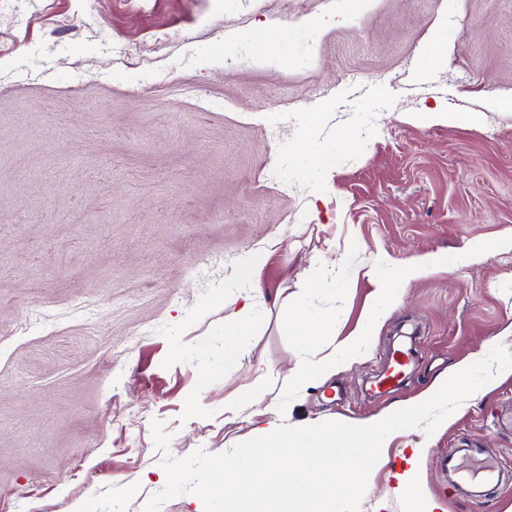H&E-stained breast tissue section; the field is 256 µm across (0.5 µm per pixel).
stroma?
I'll return each instance as SVG.
<instances>
[{"instance_id": "1", "label": "stroma", "mask_w": 512, "mask_h": 512, "mask_svg": "<svg viewBox=\"0 0 512 512\" xmlns=\"http://www.w3.org/2000/svg\"><path fill=\"white\" fill-rule=\"evenodd\" d=\"M511 98L512 0H0V512L21 487L26 512H142L167 480L153 421L174 457L220 454L256 419L365 420L512 352V249L457 260L512 232ZM330 150V177L310 173ZM382 251L449 259L363 356L290 383L338 336L305 347L288 307L321 276L313 311L348 335ZM239 295L251 323L228 344ZM407 334L408 384L371 395ZM231 395L249 406L225 412ZM414 443L419 497L512 512V485L478 510L431 463L469 443L512 465V369L446 429L388 438L359 512H414L387 479Z\"/></svg>"}]
</instances>
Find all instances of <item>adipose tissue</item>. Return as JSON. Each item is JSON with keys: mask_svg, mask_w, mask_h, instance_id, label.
I'll return each mask as SVG.
<instances>
[{"mask_svg": "<svg viewBox=\"0 0 512 512\" xmlns=\"http://www.w3.org/2000/svg\"><path fill=\"white\" fill-rule=\"evenodd\" d=\"M376 262L386 270L387 276L378 285L374 301L361 327L342 342L336 355L337 363L352 362L365 353L372 336L389 316L395 300L406 293L411 282L434 268L447 265L448 260L436 253H426L409 262L401 263L381 253L378 254Z\"/></svg>", "mask_w": 512, "mask_h": 512, "instance_id": "adipose-tissue-1", "label": "adipose tissue"}]
</instances>
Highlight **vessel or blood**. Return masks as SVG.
<instances>
[{
    "label": "vessel or blood",
    "mask_w": 512,
    "mask_h": 512,
    "mask_svg": "<svg viewBox=\"0 0 512 512\" xmlns=\"http://www.w3.org/2000/svg\"><path fill=\"white\" fill-rule=\"evenodd\" d=\"M387 362V367L375 376L370 385L374 394H386L402 387L411 372L413 359L409 348L400 345L394 347ZM433 463L455 496L476 505L483 504L490 490L502 486L512 477L496 455L479 446L435 453Z\"/></svg>",
    "instance_id": "b4317fda"
}]
</instances>
